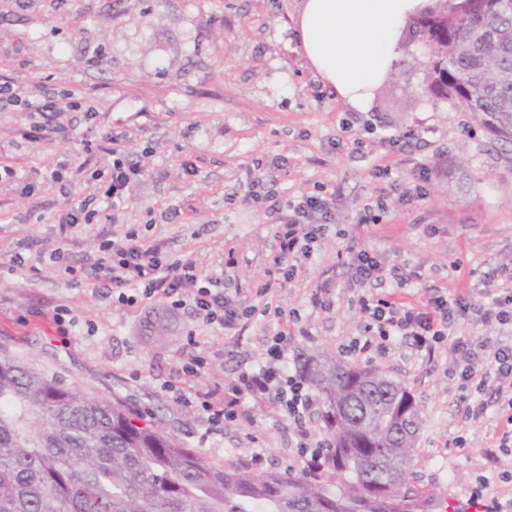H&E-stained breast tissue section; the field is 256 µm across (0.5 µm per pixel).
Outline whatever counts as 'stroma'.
Segmentation results:
<instances>
[{"label": "stroma", "instance_id": "35a3bbf8", "mask_svg": "<svg viewBox=\"0 0 512 512\" xmlns=\"http://www.w3.org/2000/svg\"><path fill=\"white\" fill-rule=\"evenodd\" d=\"M298 5L11 0L0 9V73L34 96L78 92L96 110L91 118L68 113V125L50 140L22 136L27 113L0 111V152L34 188L28 198L0 191V348L87 394L126 403L215 462L296 472L300 428L278 404L244 402L237 420L217 427L164 390L171 384L193 399L223 396L241 372L265 364L279 323L263 308L279 306L297 312L307 330L288 342L287 374H295L302 353L381 370L407 387L422 411L420 462L409 481L462 504L496 501L500 512H512V454L487 455L503 416L494 384L461 388L462 356L444 343L428 352L398 337L385 355L347 349L365 325L350 266L358 250L413 273L409 294L461 288L482 306L512 287V151L449 101L419 93L427 55L413 42L373 91L361 122L343 126L349 109L314 77L292 39ZM124 131L126 155L145 176L123 223L60 229L53 216L88 191L80 175L48 185L47 171L70 155L87 171L107 172L111 156L83 153L80 142ZM188 161L194 171H185ZM423 163L431 169L427 196L404 204ZM384 167L389 177H379ZM260 172L278 203L321 191L336 214L311 263L265 298L254 290L275 253L276 217L243 197ZM378 196L386 206L380 223L359 225L364 205ZM130 227L162 241L170 259L192 260L209 275L225 268L227 255L236 257L229 275L256 308L238 339L167 300L128 307L101 298L48 258L62 240L70 263L81 266L102 240ZM17 252L27 269L13 270ZM492 268L499 277L490 285L485 273ZM323 285L334 302L328 309L310 301ZM60 305L73 320L66 337L52 321ZM197 356L205 366L186 373Z\"/></svg>", "mask_w": 512, "mask_h": 512}]
</instances>
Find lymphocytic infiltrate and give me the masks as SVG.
<instances>
[{"mask_svg": "<svg viewBox=\"0 0 512 512\" xmlns=\"http://www.w3.org/2000/svg\"><path fill=\"white\" fill-rule=\"evenodd\" d=\"M0 102L23 107L32 118L33 132L45 139L57 134L61 118L78 107L74 101L46 95L34 97L24 86L6 77L0 78ZM125 139V134H113L107 136L101 146L102 151L112 157L111 180L101 206L91 207L86 200L67 206L58 217L59 224L72 227L120 223L124 206L143 176L142 169L126 157L122 148ZM269 210L279 214L280 219L274 232L277 251L257 288L261 296L269 295L274 284L295 279L312 260L326 226L335 221L332 200L319 194L302 196L284 207L275 203ZM162 249L161 242L145 240L131 229L123 239L101 244L82 267L68 264V256L60 247L53 250L51 257L54 262L63 264L68 275L79 274L86 281L106 284L120 303L131 306L153 298L167 299L173 305L187 306L196 318L217 327L225 335H235L241 318L250 312L244 299L226 293L223 279L203 275L193 261L167 262ZM351 265L362 286H381L390 279L402 287L412 280L411 275L400 268L385 270L378 257L367 250L354 253ZM359 306L367 318L363 349L371 348V339L375 336L384 341L395 336L406 337L412 339L417 348L428 350L436 343L448 342L451 350L465 356L463 380L495 381L498 395L512 408V343L489 338L476 341L448 334L456 316L468 315L472 310L481 323L512 327L511 290L477 309L472 308L463 294L452 299L430 294L415 302L398 304L365 293L359 298ZM290 334L287 328L278 331L271 339L264 366L240 373L225 388L221 399L203 402L202 407L213 425L237 417L242 403L247 400L278 403L290 420L303 422L312 407L311 400L295 378L286 376L282 365Z\"/></svg>", "mask_w": 512, "mask_h": 512, "instance_id": "obj_1", "label": "lymphocytic infiltrate"}]
</instances>
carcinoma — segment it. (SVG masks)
<instances>
[{
    "label": "carcinoma",
    "instance_id": "cac0c4a2",
    "mask_svg": "<svg viewBox=\"0 0 512 512\" xmlns=\"http://www.w3.org/2000/svg\"><path fill=\"white\" fill-rule=\"evenodd\" d=\"M407 27L429 53L422 92L512 144V0L497 13L462 0ZM299 377L322 404V467L256 473L0 351V512H437L407 481L422 414L405 386L332 356L304 358Z\"/></svg>",
    "mask_w": 512,
    "mask_h": 512
}]
</instances>
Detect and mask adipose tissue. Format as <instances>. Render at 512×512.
Wrapping results in <instances>:
<instances>
[{
	"label": "adipose tissue",
	"instance_id": "1",
	"mask_svg": "<svg viewBox=\"0 0 512 512\" xmlns=\"http://www.w3.org/2000/svg\"><path fill=\"white\" fill-rule=\"evenodd\" d=\"M434 0H300L295 37L336 98L364 111L399 59L407 21Z\"/></svg>",
	"mask_w": 512,
	"mask_h": 512
}]
</instances>
